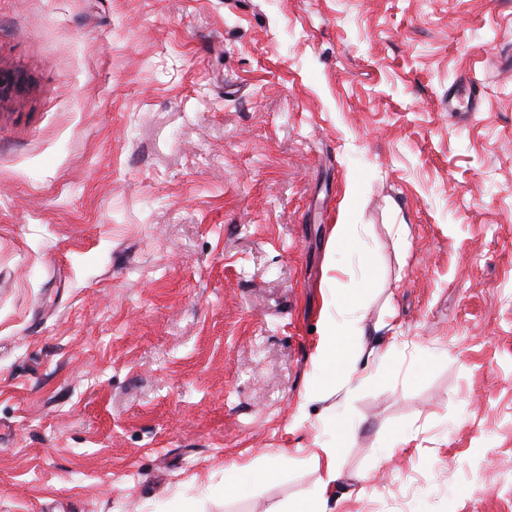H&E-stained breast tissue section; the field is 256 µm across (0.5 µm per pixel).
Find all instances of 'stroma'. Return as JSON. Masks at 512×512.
<instances>
[{
    "label": "stroma",
    "mask_w": 512,
    "mask_h": 512,
    "mask_svg": "<svg viewBox=\"0 0 512 512\" xmlns=\"http://www.w3.org/2000/svg\"><path fill=\"white\" fill-rule=\"evenodd\" d=\"M0 76V512H285L331 409L332 512H512V0H0ZM356 330L353 321L338 319L326 314L321 320L320 341L314 360L322 371V379L326 385H336V368L348 362V345Z\"/></svg>",
    "instance_id": "35a3bbf8"
}]
</instances>
